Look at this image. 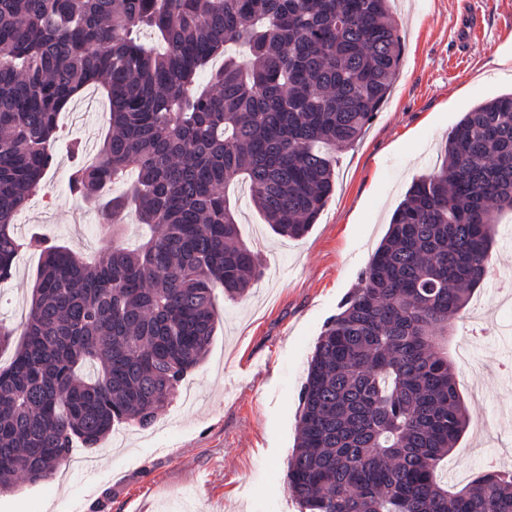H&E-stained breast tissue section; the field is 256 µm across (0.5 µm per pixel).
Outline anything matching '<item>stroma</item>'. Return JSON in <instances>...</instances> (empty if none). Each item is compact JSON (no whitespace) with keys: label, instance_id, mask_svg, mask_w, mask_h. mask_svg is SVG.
Segmentation results:
<instances>
[{"label":"stroma","instance_id":"obj_1","mask_svg":"<svg viewBox=\"0 0 512 512\" xmlns=\"http://www.w3.org/2000/svg\"><path fill=\"white\" fill-rule=\"evenodd\" d=\"M404 47L390 93L361 138L337 150L336 189L311 230L274 234L246 185L227 190L263 276L244 298L215 292L220 325L206 359L145 427L75 444L49 479L0 494V512H300L284 485L298 396L326 320L385 235L414 177L431 172L464 112L512 92V0H392ZM475 27V37L461 32ZM110 106L97 88L59 125L55 163L14 230L37 226L94 260L112 244L93 201L71 195L68 144L95 154ZM493 269L448 329V356L470 425L443 477L464 486L489 461L512 469V214L496 226ZM39 251L21 252L0 289V321L26 316Z\"/></svg>","mask_w":512,"mask_h":512}]
</instances>
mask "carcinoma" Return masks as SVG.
Here are the masks:
<instances>
[{
  "label": "carcinoma",
  "instance_id": "1",
  "mask_svg": "<svg viewBox=\"0 0 512 512\" xmlns=\"http://www.w3.org/2000/svg\"><path fill=\"white\" fill-rule=\"evenodd\" d=\"M401 52L391 0H0V284L21 250L43 257L24 341L0 368V492L49 478L76 439L152 422L207 355L214 290L234 300L262 274L226 186L247 181L275 234L306 235L334 191L326 150L360 138ZM90 86L111 130L92 161L71 143L69 191L100 199L108 224L133 207L150 229L94 264L14 233L61 112ZM509 211L512 93L464 113L325 323L285 474L302 512H512V469L453 493L437 476L469 426L441 340Z\"/></svg>",
  "mask_w": 512,
  "mask_h": 512
}]
</instances>
